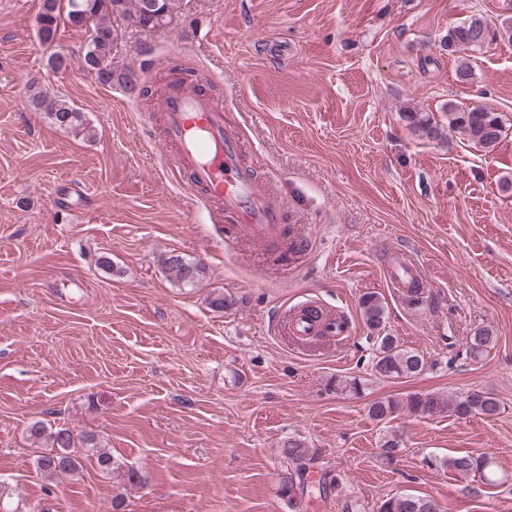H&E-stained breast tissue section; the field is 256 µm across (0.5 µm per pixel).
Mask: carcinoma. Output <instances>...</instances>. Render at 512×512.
<instances>
[{
  "mask_svg": "<svg viewBox=\"0 0 512 512\" xmlns=\"http://www.w3.org/2000/svg\"><path fill=\"white\" fill-rule=\"evenodd\" d=\"M180 0H43L42 12L38 18V34L44 43H51L57 36L60 24L68 23L75 28L92 30L93 38L88 41L83 55V66L88 69L95 62L101 69L97 80L105 85H134L131 73L112 70V53L119 40L118 27L113 20L127 18L144 29L162 30L172 20L179 8ZM499 35L490 29L480 17H473L448 29L445 47L448 53L458 55L456 77L460 82L472 78V69L466 53L483 48ZM28 103L36 110L48 113L58 127L71 132L76 137L92 139L96 133L82 119V113L65 97L50 95L43 89L32 86ZM410 125L430 139L442 137V127L433 118L421 112H410L406 116ZM448 129L465 136L474 144L490 149L495 147L503 134L499 116L481 107L460 108L448 103ZM165 271L170 281L182 288L193 287L206 277L207 269L199 261L181 254H172L164 261ZM360 311L372 342V371L385 379H409L426 371L427 361L418 352L404 347L398 337L385 331V306L375 293L361 296ZM498 336L490 328H479L469 337L466 352L474 360L491 352ZM330 388L338 393H358L362 383L357 378L337 376L328 381ZM407 412L419 417H433L451 412L456 417L466 419L472 415L494 417L501 413L500 401L489 392L473 390L460 395L443 397L435 393L414 394L406 399L385 398L369 407L370 416L382 423H389L400 413ZM30 438L35 443L45 445L36 460L37 470L53 480L60 476H73L83 469V460L92 454L97 464L106 474H115L123 485H137L144 481L136 469L115 461L112 455L96 446L95 438L81 439L82 448H76L73 433L60 428L48 431L34 423L29 428ZM401 436L391 432L381 438V455L388 461L394 460L402 451ZM282 453L294 465V475L281 484V492L288 501L297 497L296 489H304L306 464L319 456L316 449L303 440L290 437L282 445ZM431 466L446 467L465 479H475L483 484L497 482L493 462L484 454L464 453L448 458L426 460ZM378 512H437L436 503L426 497L400 493L380 502Z\"/></svg>",
  "mask_w": 512,
  "mask_h": 512,
  "instance_id": "obj_1",
  "label": "carcinoma"
}]
</instances>
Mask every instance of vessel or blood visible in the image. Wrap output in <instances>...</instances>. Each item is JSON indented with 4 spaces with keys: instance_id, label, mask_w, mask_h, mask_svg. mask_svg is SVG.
I'll use <instances>...</instances> for the list:
<instances>
[{
    "instance_id": "vessel-or-blood-1",
    "label": "vessel or blood",
    "mask_w": 512,
    "mask_h": 512,
    "mask_svg": "<svg viewBox=\"0 0 512 512\" xmlns=\"http://www.w3.org/2000/svg\"><path fill=\"white\" fill-rule=\"evenodd\" d=\"M160 108L166 115L165 144L176 150L173 169L192 175L197 196L226 226L227 249L239 251L245 238L259 245L286 232L297 250L305 249L307 239L299 228L285 226L283 204L273 187L256 180L244 166L241 134L229 124L223 105L194 82L175 81L166 87ZM422 279L413 255L402 250L393 254L386 267L391 287L403 290ZM273 326L277 335L298 344L337 341L349 333L345 319L311 303L277 314Z\"/></svg>"
}]
</instances>
